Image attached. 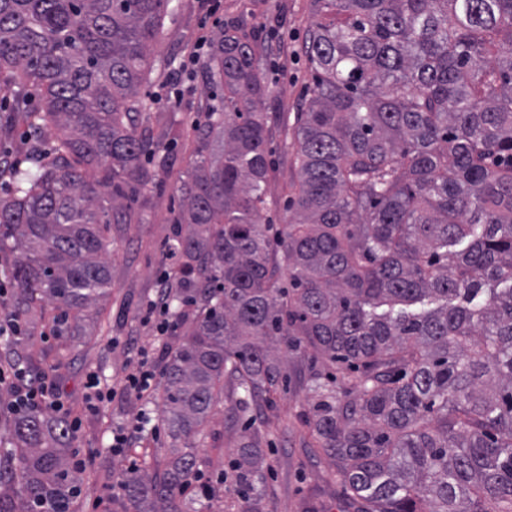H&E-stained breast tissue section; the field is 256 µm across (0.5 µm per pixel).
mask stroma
<instances>
[{
	"mask_svg": "<svg viewBox=\"0 0 512 512\" xmlns=\"http://www.w3.org/2000/svg\"><path fill=\"white\" fill-rule=\"evenodd\" d=\"M311 22V0H169L153 44L154 68L140 92L145 108L135 118L138 131L162 139L169 165L145 189L130 223L112 225L107 233L110 293L98 311L86 313L66 335H55L51 321L45 320L29 326L26 339L0 342V360L14 357L33 375L45 373L58 360L67 362L54 380L68 411L81 421L72 456L87 461L78 472L73 512H127L123 493L112 490L122 473L132 466L164 476L179 453L160 426L164 406L158 395L150 405L159 426L156 434H144L136 447L120 457L112 455L108 444L113 426L133 421L141 407L140 401L122 391L128 339L153 346L155 359L163 366L169 349L191 323L190 317H183L158 340L152 328L139 320L157 280L175 263L169 250L172 219L182 204L178 188L194 153L193 124L200 116L207 85L200 65L188 62L191 44L202 29L213 38L226 29L259 38L270 88L264 110L273 132L269 149L275 162L262 221L278 225L288 218L284 203L298 172L294 131L285 120L299 112L311 95L310 66L303 48ZM17 96L15 90H0V123L15 128L13 135L0 136V151L25 170L31 149L52 151L56 131L49 127L31 141L22 140L25 126L16 111ZM162 115L173 123L172 134H165L164 123H159ZM322 364L320 356L306 351L293 360L287 388L256 398L245 412L238 408L233 383L225 382L224 396L196 440L199 472L214 485L213 495L199 512H354L334 477L333 461L317 448L307 422L302 376L308 368ZM92 373L103 388L115 392L114 398L94 411L85 404L87 377ZM253 431L262 437L265 490L260 499L248 502L234 482L223 481L222 476L230 472L243 436Z\"/></svg>",
	"mask_w": 512,
	"mask_h": 512,
	"instance_id": "35a3bbf8",
	"label": "stroma"
}]
</instances>
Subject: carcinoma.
I'll return each mask as SVG.
<instances>
[{
    "mask_svg": "<svg viewBox=\"0 0 512 512\" xmlns=\"http://www.w3.org/2000/svg\"><path fill=\"white\" fill-rule=\"evenodd\" d=\"M169 0H0V74L34 88L54 157L0 198V247L28 311L61 332L112 288L104 230L164 168L132 114ZM312 96L294 122L288 223H262L274 171L261 49L224 33L171 250L199 308L172 347L162 398L185 451L162 480L121 483L134 512H189L196 436L224 379L245 407L311 349L307 411L355 512H512V0H312ZM288 275V284L280 280ZM68 423L24 412L13 479L23 512H70ZM238 491L260 497L263 452L243 436Z\"/></svg>",
    "mask_w": 512,
    "mask_h": 512,
    "instance_id": "1",
    "label": "carcinoma"
}]
</instances>
